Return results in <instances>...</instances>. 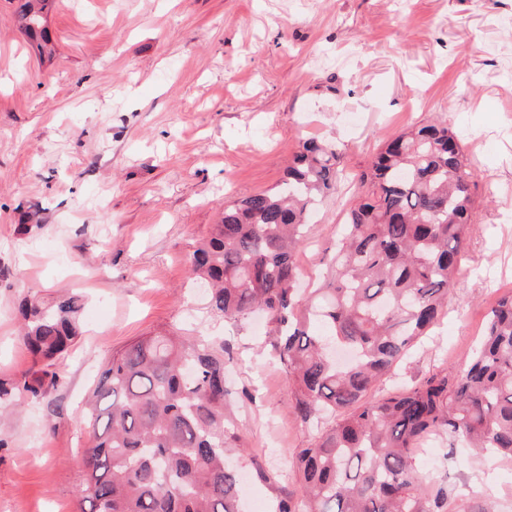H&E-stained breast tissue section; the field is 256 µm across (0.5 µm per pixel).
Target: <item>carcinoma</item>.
Wrapping results in <instances>:
<instances>
[{
  "mask_svg": "<svg viewBox=\"0 0 512 512\" xmlns=\"http://www.w3.org/2000/svg\"><path fill=\"white\" fill-rule=\"evenodd\" d=\"M53 2L16 0L22 30L41 52ZM340 164L335 144L303 140L276 190L224 208L190 271L209 287L211 314L265 315L297 417L325 422L310 447L291 449L304 494L278 512H443L447 495L416 466L426 438L512 459V293L489 309L465 364L367 401L447 304L471 225L474 173L446 123L389 137L362 176L366 191L347 212L326 287L306 294L296 254L313 210L337 189ZM82 310L75 293L21 300L22 342L45 368L0 381V406L57 388L53 366L79 335ZM84 420L93 441L77 512H239L230 456L241 460L244 449L226 427L224 342L164 333L112 352Z\"/></svg>",
  "mask_w": 512,
  "mask_h": 512,
  "instance_id": "carcinoma-1",
  "label": "carcinoma"
}]
</instances>
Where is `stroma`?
<instances>
[{"label": "stroma", "mask_w": 512, "mask_h": 512, "mask_svg": "<svg viewBox=\"0 0 512 512\" xmlns=\"http://www.w3.org/2000/svg\"><path fill=\"white\" fill-rule=\"evenodd\" d=\"M41 57L0 0V380L37 366L24 296L85 298L64 383L0 425V512H76L85 398L112 351L170 328L224 339L240 512L303 494L296 420L261 318L212 317L189 260L225 206L277 188L301 142L336 144L347 180L297 254L320 287L359 175L395 132L438 116L475 178L473 225L431 336L386 393L462 364L512 290V0H55ZM416 463L449 504L512 512V460L433 439Z\"/></svg>", "instance_id": "stroma-1"}]
</instances>
